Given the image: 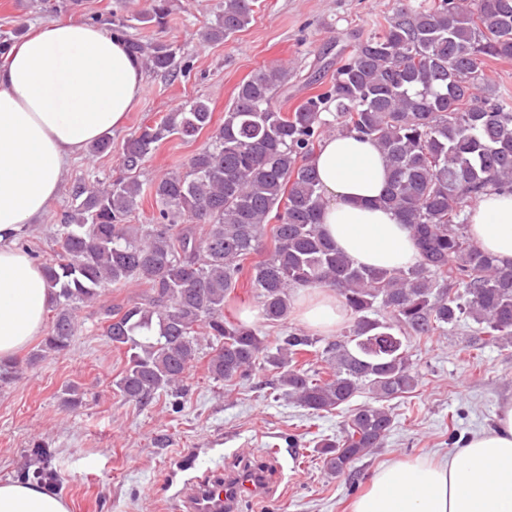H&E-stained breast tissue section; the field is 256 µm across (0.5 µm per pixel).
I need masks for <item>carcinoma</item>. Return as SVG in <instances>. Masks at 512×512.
<instances>
[{
  "label": "carcinoma",
  "instance_id": "1",
  "mask_svg": "<svg viewBox=\"0 0 512 512\" xmlns=\"http://www.w3.org/2000/svg\"><path fill=\"white\" fill-rule=\"evenodd\" d=\"M254 0H224L203 33L229 38L252 20ZM170 0H147L111 31L153 73L182 72L180 49L146 43L136 25L166 26ZM512 60V0H407L380 32L355 39L327 89L283 112L273 93L288 69L262 67L236 89L224 123L195 100L145 124L122 145L119 174L79 178L55 230L56 258L44 264L54 312L32 359L68 349L76 312L111 288H144L135 302L103 308L106 336L127 364L117 392L140 407L165 390L183 392L186 372L207 347L215 381L274 372L279 394L316 414L361 389L334 440L319 442L331 475L382 447L394 420L384 403L418 385L404 340L427 339L461 319L475 340L512 344V265L467 233L465 207L487 189L512 192V96L492 88L490 61ZM211 130L186 171L139 179L144 162L172 136ZM373 141L390 171L382 202L409 225L419 260L407 270L356 265L320 229L324 197L312 165L332 132ZM156 215L129 218L143 199ZM272 247L258 261L264 238ZM262 316L283 324L290 292L330 287L353 314L349 333L327 341L290 326L268 344L259 330L224 317L240 279Z\"/></svg>",
  "mask_w": 512,
  "mask_h": 512
}]
</instances>
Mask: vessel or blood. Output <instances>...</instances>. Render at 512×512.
<instances>
[{
    "instance_id": "obj_1",
    "label": "vessel or blood",
    "mask_w": 512,
    "mask_h": 512,
    "mask_svg": "<svg viewBox=\"0 0 512 512\" xmlns=\"http://www.w3.org/2000/svg\"><path fill=\"white\" fill-rule=\"evenodd\" d=\"M270 455L239 459L234 468L205 471L182 494L180 512H237L240 502L266 493L273 483Z\"/></svg>"
}]
</instances>
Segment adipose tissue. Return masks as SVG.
Masks as SVG:
<instances>
[{
	"instance_id": "1",
	"label": "adipose tissue",
	"mask_w": 512,
	"mask_h": 512,
	"mask_svg": "<svg viewBox=\"0 0 512 512\" xmlns=\"http://www.w3.org/2000/svg\"><path fill=\"white\" fill-rule=\"evenodd\" d=\"M144 75L103 25L58 19L30 28L0 66V360L43 332L51 289L21 245L23 229L56 199L64 173L103 134L122 129L144 93ZM313 162L326 205L320 224L355 264L406 269L418 260L411 232L380 203L389 171L370 141L335 135ZM472 239L512 263V194L484 192L468 207ZM297 321L335 332L348 318L330 288H296ZM0 512H69L41 485L0 482ZM351 512H512V400L491 429L444 458L414 457L377 470Z\"/></svg>"
}]
</instances>
